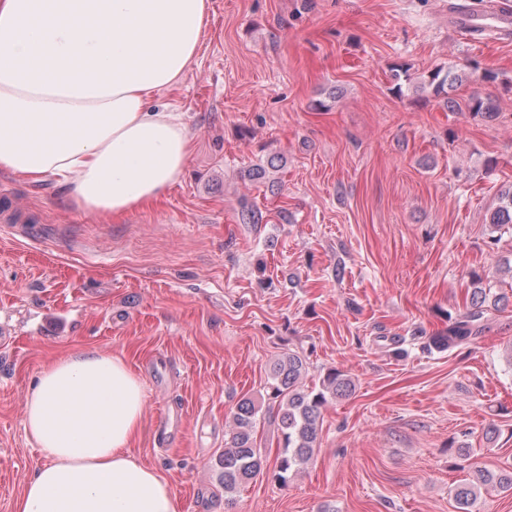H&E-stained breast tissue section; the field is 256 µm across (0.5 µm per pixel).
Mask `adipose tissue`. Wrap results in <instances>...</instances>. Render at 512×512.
Returning <instances> with one entry per match:
<instances>
[{
  "mask_svg": "<svg viewBox=\"0 0 512 512\" xmlns=\"http://www.w3.org/2000/svg\"><path fill=\"white\" fill-rule=\"evenodd\" d=\"M210 0H0V170L55 179L81 211L157 204L192 141L163 102L190 72ZM145 389L117 357L80 350L45 368L24 429L45 454L13 512H179L128 452Z\"/></svg>",
  "mask_w": 512,
  "mask_h": 512,
  "instance_id": "obj_1",
  "label": "adipose tissue"
}]
</instances>
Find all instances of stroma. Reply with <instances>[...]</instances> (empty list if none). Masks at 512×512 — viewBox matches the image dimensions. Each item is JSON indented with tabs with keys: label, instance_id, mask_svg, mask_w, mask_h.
<instances>
[{
	"label": "stroma",
	"instance_id": "1",
	"mask_svg": "<svg viewBox=\"0 0 512 512\" xmlns=\"http://www.w3.org/2000/svg\"><path fill=\"white\" fill-rule=\"evenodd\" d=\"M211 2L197 60L165 95L193 151L161 203L115 221L0 171V512L45 460L23 426L39 373L88 348L143 382L129 451L181 512H457L472 468L512 467V232L488 246L512 188V41L469 40L450 0ZM402 63L415 85L399 94ZM448 65L467 74L455 98L492 99L495 121L419 89ZM244 201L259 223L242 222ZM476 275L501 297L484 331L427 352ZM289 350L308 359L303 387L335 368L354 389L325 405L287 483L275 426H258L266 465L225 494L213 463L236 407H268L269 366ZM158 355L173 377L154 378ZM171 403L183 423L160 450ZM489 224L494 232L506 224H512V190L502 193L500 205L490 214Z\"/></svg>",
	"mask_w": 512,
	"mask_h": 512
}]
</instances>
